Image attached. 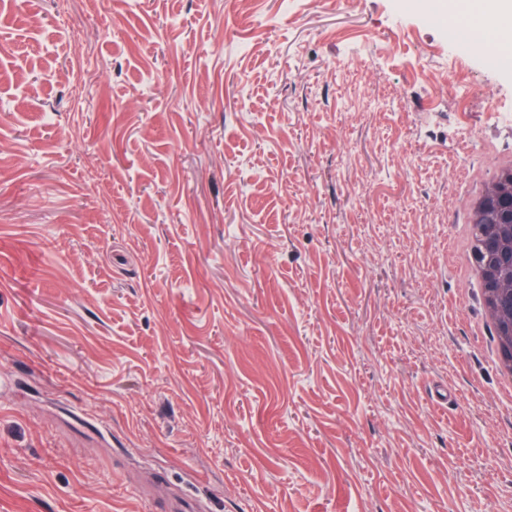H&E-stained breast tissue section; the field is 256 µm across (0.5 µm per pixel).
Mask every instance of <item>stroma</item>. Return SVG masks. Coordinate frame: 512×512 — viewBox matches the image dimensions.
<instances>
[{
    "label": "stroma",
    "instance_id": "stroma-1",
    "mask_svg": "<svg viewBox=\"0 0 512 512\" xmlns=\"http://www.w3.org/2000/svg\"><path fill=\"white\" fill-rule=\"evenodd\" d=\"M452 22L0 0V512H512L455 248L512 60Z\"/></svg>",
    "mask_w": 512,
    "mask_h": 512
}]
</instances>
